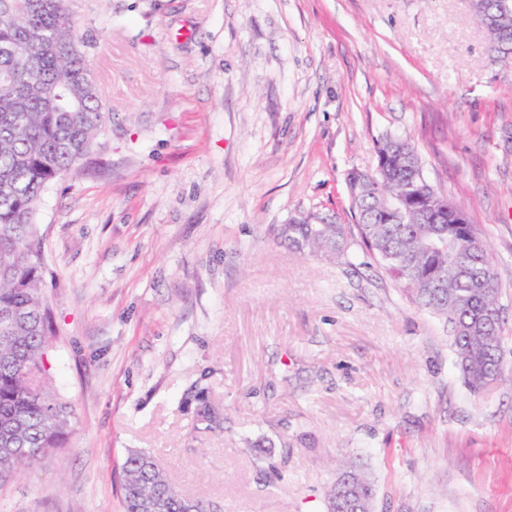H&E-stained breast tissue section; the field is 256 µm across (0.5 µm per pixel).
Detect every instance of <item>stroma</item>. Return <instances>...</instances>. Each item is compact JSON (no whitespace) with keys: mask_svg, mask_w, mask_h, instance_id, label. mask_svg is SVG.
Returning a JSON list of instances; mask_svg holds the SVG:
<instances>
[{"mask_svg":"<svg viewBox=\"0 0 512 512\" xmlns=\"http://www.w3.org/2000/svg\"><path fill=\"white\" fill-rule=\"evenodd\" d=\"M107 129L35 223L60 448L5 512H123L145 450L220 512H326L357 460L375 512H512V383L463 385L444 319L362 249L271 225L355 223L387 136L493 249L512 366V68L468 0H74ZM224 418L208 429L198 391Z\"/></svg>","mask_w":512,"mask_h":512,"instance_id":"obj_1","label":"stroma"}]
</instances>
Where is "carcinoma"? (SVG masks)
I'll return each instance as SVG.
<instances>
[{"mask_svg": "<svg viewBox=\"0 0 512 512\" xmlns=\"http://www.w3.org/2000/svg\"><path fill=\"white\" fill-rule=\"evenodd\" d=\"M0 0V478L34 468L66 436V406L35 383L51 336L40 285L41 246L35 224L43 193L76 169L105 130L109 113L97 96L69 0ZM495 4L487 29L492 51L512 66V10ZM389 159L393 175H374L352 195L357 224H277L274 235L303 255L342 258L360 241L416 306L445 320L460 378L481 395L505 380L503 304L490 245L451 212L400 215L388 195L425 188L419 158ZM124 512L148 499L165 512H185L181 493L144 450L123 463ZM334 512H374V488L359 464L347 463L326 493Z\"/></svg>", "mask_w": 512, "mask_h": 512, "instance_id": "carcinoma-1", "label": "carcinoma"}]
</instances>
